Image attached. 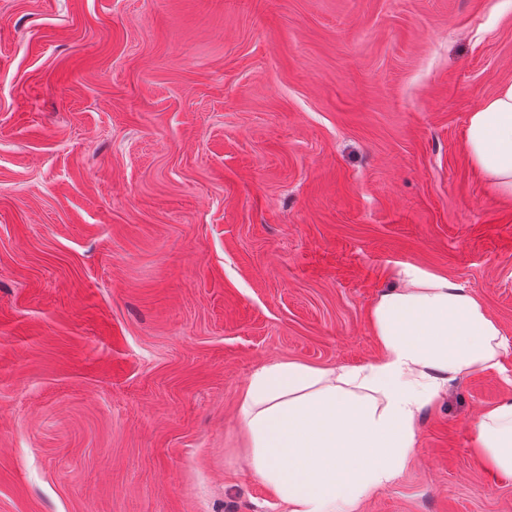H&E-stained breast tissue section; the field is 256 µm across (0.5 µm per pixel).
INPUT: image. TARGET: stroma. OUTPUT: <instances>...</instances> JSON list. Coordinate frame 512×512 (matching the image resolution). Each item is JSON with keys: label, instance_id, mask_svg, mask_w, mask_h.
<instances>
[{"label": "stroma", "instance_id": "1", "mask_svg": "<svg viewBox=\"0 0 512 512\" xmlns=\"http://www.w3.org/2000/svg\"><path fill=\"white\" fill-rule=\"evenodd\" d=\"M505 82L512 0H0V512H284L238 395L374 360L400 262L505 348L362 512H512L471 435L512 395V200L463 148Z\"/></svg>", "mask_w": 512, "mask_h": 512}]
</instances>
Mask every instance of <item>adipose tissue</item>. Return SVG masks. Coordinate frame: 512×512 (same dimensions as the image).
Instances as JSON below:
<instances>
[{"label": "adipose tissue", "instance_id": "ef3b65f1", "mask_svg": "<svg viewBox=\"0 0 512 512\" xmlns=\"http://www.w3.org/2000/svg\"><path fill=\"white\" fill-rule=\"evenodd\" d=\"M464 150L512 200V82L470 112ZM369 316L373 361L281 360L256 370L239 394L247 467L287 512H359L410 464L423 411L457 378L494 368L503 347L498 320L472 288L410 263H397ZM472 439L492 470L512 476V397L481 413Z\"/></svg>", "mask_w": 512, "mask_h": 512}]
</instances>
